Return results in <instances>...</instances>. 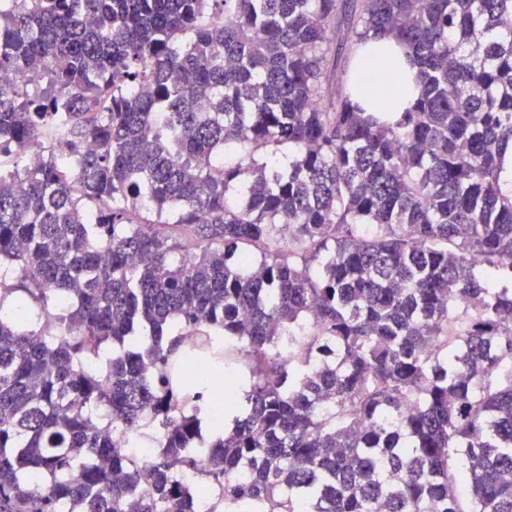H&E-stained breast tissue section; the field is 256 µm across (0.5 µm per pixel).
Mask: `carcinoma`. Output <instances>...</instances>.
<instances>
[{
	"label": "carcinoma",
	"mask_w": 512,
	"mask_h": 512,
	"mask_svg": "<svg viewBox=\"0 0 512 512\" xmlns=\"http://www.w3.org/2000/svg\"><path fill=\"white\" fill-rule=\"evenodd\" d=\"M7 73L0 512H512V0H0ZM364 51L375 54L378 64L366 69L361 74V80L376 79L384 86L386 107L376 103L366 106V112H404L410 102L419 94L414 78L417 68L411 64L407 49L395 40L370 36L366 40Z\"/></svg>",
	"instance_id": "obj_1"
}]
</instances>
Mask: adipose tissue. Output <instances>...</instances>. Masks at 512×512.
<instances>
[{
	"instance_id": "1",
	"label": "adipose tissue",
	"mask_w": 512,
	"mask_h": 512,
	"mask_svg": "<svg viewBox=\"0 0 512 512\" xmlns=\"http://www.w3.org/2000/svg\"><path fill=\"white\" fill-rule=\"evenodd\" d=\"M364 49L376 56L375 68L364 70L362 79H376L384 86L386 109L390 112H403L419 94L414 78L416 68L411 64L407 50L395 40L372 36Z\"/></svg>"
}]
</instances>
